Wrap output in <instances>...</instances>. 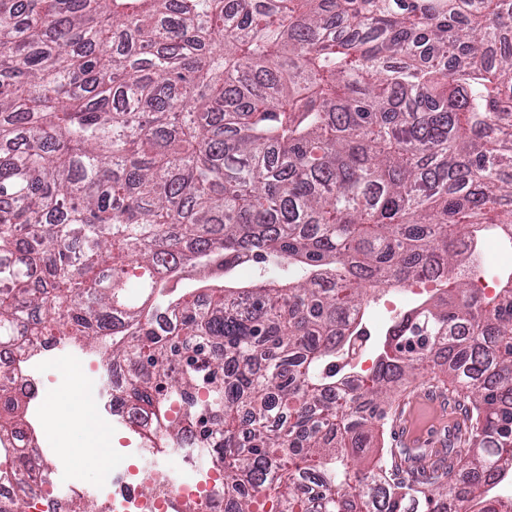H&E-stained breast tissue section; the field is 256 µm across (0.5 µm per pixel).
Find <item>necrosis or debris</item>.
<instances>
[{"label": "necrosis or debris", "instance_id": "1", "mask_svg": "<svg viewBox=\"0 0 512 512\" xmlns=\"http://www.w3.org/2000/svg\"><path fill=\"white\" fill-rule=\"evenodd\" d=\"M76 368L82 379V398L93 412L109 420L122 422L133 435V446L120 454L93 490L70 484L60 492L64 474L55 461L62 452L60 444L45 445L37 432L45 418V375L59 369ZM0 373L11 377L14 396L24 402L25 416L20 425L0 435V512H14L18 503H26V512H221L217 506L223 485V473L217 469L199 470L193 452L181 455L185 480L173 482L164 469H157L152 492L139 489L126 464L129 456L148 451V436L156 425L146 416L131 415L113 406L112 392L129 378L127 365H103L86 351L63 346L59 336L29 338L23 345L0 346ZM32 450L37 463L25 478L17 476V460L23 450Z\"/></svg>", "mask_w": 512, "mask_h": 512}]
</instances>
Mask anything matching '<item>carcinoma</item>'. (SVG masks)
Masks as SVG:
<instances>
[{
  "label": "carcinoma",
  "instance_id": "carcinoma-1",
  "mask_svg": "<svg viewBox=\"0 0 512 512\" xmlns=\"http://www.w3.org/2000/svg\"><path fill=\"white\" fill-rule=\"evenodd\" d=\"M488 226L512 240V0H0V344L112 337L117 400L223 468V512H512ZM435 276L336 370L365 285ZM429 365L455 443L363 466Z\"/></svg>",
  "mask_w": 512,
  "mask_h": 512
}]
</instances>
